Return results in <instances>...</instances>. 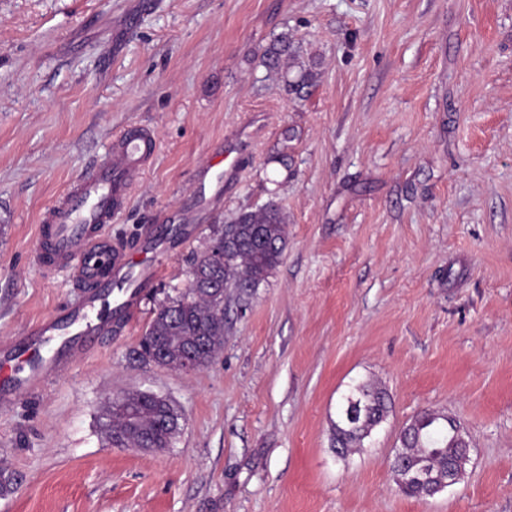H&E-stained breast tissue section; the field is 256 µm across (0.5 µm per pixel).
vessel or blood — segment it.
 Here are the masks:
<instances>
[{
	"label": "vessel or blood",
	"instance_id": "obj_1",
	"mask_svg": "<svg viewBox=\"0 0 512 512\" xmlns=\"http://www.w3.org/2000/svg\"><path fill=\"white\" fill-rule=\"evenodd\" d=\"M236 150L231 141L223 153L213 155L196 176L197 188H204L213 168L223 167L228 177L235 174L236 166L226 165L225 158ZM156 151L157 141L148 128L128 126L114 137L109 156L48 209L37 228L32 260L45 273H67L73 287L79 288L81 301L58 310L33 330L58 344L56 357L45 360L35 355L11 366L0 359V401L21 388L37 386L47 374L82 355L89 337L109 335L136 319L141 297L161 275L170 229L152 225L131 245L111 239L107 228L123 215L133 186Z\"/></svg>",
	"mask_w": 512,
	"mask_h": 512
}]
</instances>
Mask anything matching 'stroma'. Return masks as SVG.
I'll return each mask as SVG.
<instances>
[{"instance_id":"stroma-1","label":"stroma","mask_w":512,"mask_h":512,"mask_svg":"<svg viewBox=\"0 0 512 512\" xmlns=\"http://www.w3.org/2000/svg\"><path fill=\"white\" fill-rule=\"evenodd\" d=\"M284 32L295 64L272 78ZM247 122L233 189L209 174L202 202L196 169ZM136 123L158 152L110 235L197 231L130 328L0 404V512H512V0H0V347L78 303L32 262L37 226ZM271 199L284 258L228 291L222 352L191 374L139 361L211 225ZM366 380L392 411L342 460L331 422ZM135 391L181 414L170 448L105 443ZM425 409L470 451L419 498L389 460ZM295 55L292 52V43L288 33H282L274 38L264 49L261 63L269 73H279L282 69L294 64Z\"/></svg>"}]
</instances>
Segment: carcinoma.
Instances as JSON below:
<instances>
[{
	"instance_id": "1",
	"label": "carcinoma",
	"mask_w": 512,
	"mask_h": 512,
	"mask_svg": "<svg viewBox=\"0 0 512 512\" xmlns=\"http://www.w3.org/2000/svg\"><path fill=\"white\" fill-rule=\"evenodd\" d=\"M295 55L288 34L274 38L264 49L261 63L278 73L293 64ZM287 246V218L273 199L255 209L235 213L227 224L210 226L208 245L194 254L187 287L159 302L139 341L136 354L145 363L158 361L179 370L188 359L208 365L224 346V289L249 297L282 262ZM389 413L386 390L359 382L343 398L332 423L331 447L344 460L364 447L372 430ZM457 421L427 409L407 423L400 433L397 458L391 462L401 492L432 497L453 469L462 477L468 460L466 449L453 440ZM180 415L162 398L138 392L127 413H109L105 435L112 447H169L180 431Z\"/></svg>"
}]
</instances>
